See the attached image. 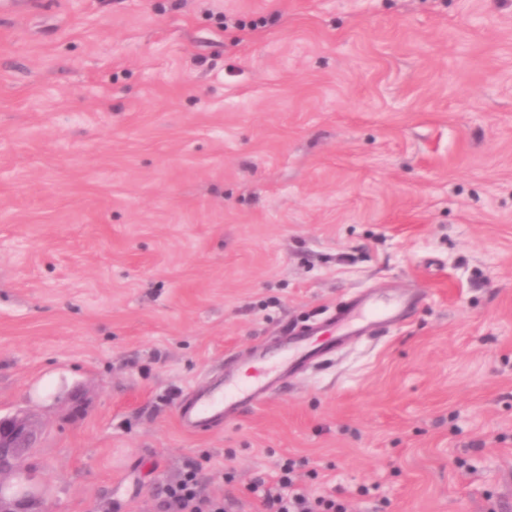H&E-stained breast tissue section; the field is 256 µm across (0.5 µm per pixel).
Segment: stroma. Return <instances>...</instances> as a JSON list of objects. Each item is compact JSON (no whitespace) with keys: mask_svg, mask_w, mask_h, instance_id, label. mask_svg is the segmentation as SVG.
Here are the masks:
<instances>
[{"mask_svg":"<svg viewBox=\"0 0 512 512\" xmlns=\"http://www.w3.org/2000/svg\"><path fill=\"white\" fill-rule=\"evenodd\" d=\"M0 6V415L49 512H234L280 461L347 512H512V0ZM416 294L239 419L185 393ZM404 297L398 301L377 304L370 297L363 301L355 300L336 308L327 321L318 326H309L298 336H312L320 331H328L342 336H358L372 326L391 327L403 324L405 312L415 305ZM162 493L165 512H229L231 504L212 497L200 481L196 470L189 466L180 478L166 484Z\"/></svg>","mask_w":512,"mask_h":512,"instance_id":"stroma-1","label":"stroma"}]
</instances>
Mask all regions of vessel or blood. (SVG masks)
Masks as SVG:
<instances>
[{"label":"vessel or blood","mask_w":512,"mask_h":512,"mask_svg":"<svg viewBox=\"0 0 512 512\" xmlns=\"http://www.w3.org/2000/svg\"><path fill=\"white\" fill-rule=\"evenodd\" d=\"M409 304L406 299L377 304L371 299L356 300L336 308L323 327H308L306 335L325 330L344 336H358L373 326L391 327L403 324ZM313 357L304 344H296L280 367L257 358L244 372L228 371L221 383L189 392L178 408L180 427L188 432L205 431L219 423H229L247 410L265 403L274 390L287 380L291 371Z\"/></svg>","instance_id":"b4317fda"}]
</instances>
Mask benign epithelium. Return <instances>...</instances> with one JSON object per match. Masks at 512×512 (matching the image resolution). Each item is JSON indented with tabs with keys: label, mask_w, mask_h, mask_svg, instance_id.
Segmentation results:
<instances>
[{
	"label": "benign epithelium",
	"mask_w": 512,
	"mask_h": 512,
	"mask_svg": "<svg viewBox=\"0 0 512 512\" xmlns=\"http://www.w3.org/2000/svg\"><path fill=\"white\" fill-rule=\"evenodd\" d=\"M38 439L39 430L28 415L0 418V512H45L38 490L21 477L23 462Z\"/></svg>",
	"instance_id": "7a95c632"
}]
</instances>
